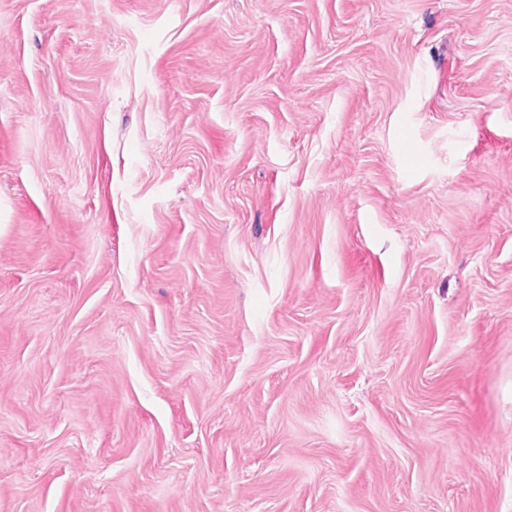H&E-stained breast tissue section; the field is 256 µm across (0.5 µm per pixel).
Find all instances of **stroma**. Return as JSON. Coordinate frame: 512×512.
<instances>
[{"instance_id": "stroma-1", "label": "stroma", "mask_w": 512, "mask_h": 512, "mask_svg": "<svg viewBox=\"0 0 512 512\" xmlns=\"http://www.w3.org/2000/svg\"><path fill=\"white\" fill-rule=\"evenodd\" d=\"M0 512H512V0H0Z\"/></svg>"}]
</instances>
